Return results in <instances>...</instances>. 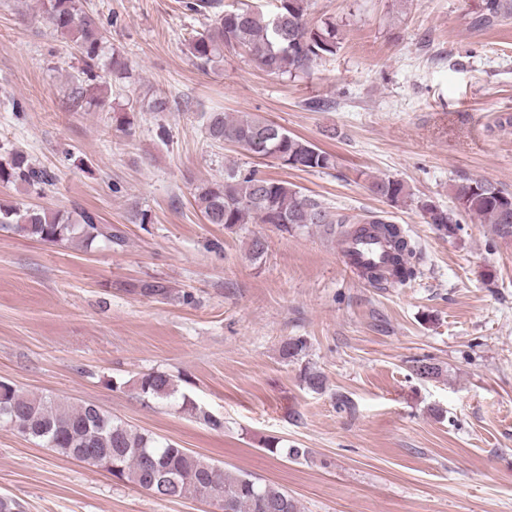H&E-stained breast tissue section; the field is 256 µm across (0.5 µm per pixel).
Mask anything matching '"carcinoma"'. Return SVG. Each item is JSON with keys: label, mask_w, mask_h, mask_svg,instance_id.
<instances>
[{"label": "carcinoma", "mask_w": 512, "mask_h": 512, "mask_svg": "<svg viewBox=\"0 0 512 512\" xmlns=\"http://www.w3.org/2000/svg\"><path fill=\"white\" fill-rule=\"evenodd\" d=\"M187 10L203 16L207 23L188 43L194 65L201 71L215 69L224 52L244 54L269 76L291 77L307 72L336 54L339 28L327 18L310 25V0H272V9L239 0H187ZM38 22L69 39L83 64L81 74L93 88H101L99 60L105 39L100 22L84 9L81 0H41ZM207 138L218 144L231 142L249 154L270 155L281 166L299 171L331 170L336 157L308 140L288 133L273 122L257 116L230 117L222 112L205 115ZM0 182H22L44 190L54 176L37 169L26 156L14 153L0 160ZM369 190L394 204L411 198L401 180L374 178ZM455 207L444 209L431 200L420 202L425 222L452 233L459 229V217L491 224L496 235L512 234V192L484 179L464 177L453 186ZM194 201L210 224L234 230L249 222L272 224L283 234L315 226L328 235L336 225L354 221L334 213L321 201L288 187L285 181L266 177L256 169L228 167L224 180L196 188ZM343 237L361 238L373 234L389 247L388 260L398 282L416 275L417 251L399 225L373 215L358 220ZM0 229L44 242L63 243L75 239L85 246L98 240L121 247L125 238L100 223L86 209L74 213L44 207L20 208L0 205ZM131 287L144 297H166L167 287L159 281L140 280ZM146 398L168 399L178 392L174 380L163 372L148 373L138 381ZM18 422L24 436L80 462L93 455L111 464L112 476L152 492L161 500L191 495L205 499L209 491L224 494V512H300L297 501L283 487L245 472L223 470L171 440L140 433L94 404L68 405L48 396L27 395L0 381V424ZM265 449L274 456L297 461L309 454L306 448H288L272 440Z\"/></svg>", "instance_id": "obj_1"}]
</instances>
